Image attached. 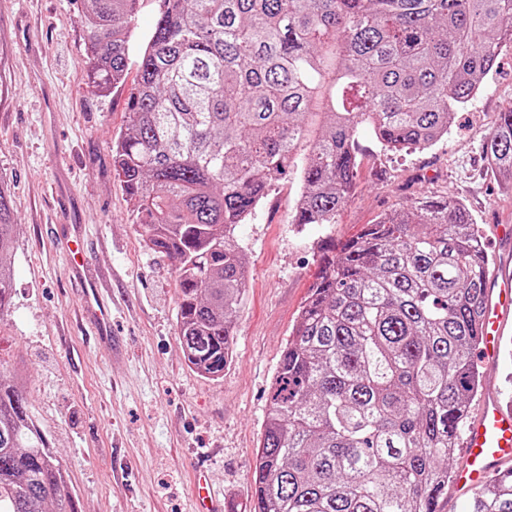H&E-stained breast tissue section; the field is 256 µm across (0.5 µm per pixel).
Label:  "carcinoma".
<instances>
[{
  "label": "carcinoma",
  "mask_w": 512,
  "mask_h": 512,
  "mask_svg": "<svg viewBox=\"0 0 512 512\" xmlns=\"http://www.w3.org/2000/svg\"><path fill=\"white\" fill-rule=\"evenodd\" d=\"M139 0H82L86 64L117 87ZM512 48V0H159L112 172L145 246L175 260L188 368L234 358L246 288L234 231L300 161L294 223L332 224L358 173L356 134L435 145ZM485 161L512 182V105ZM0 183V317L16 231ZM321 268L283 347L252 472L253 512H440L481 388L489 260L469 208L430 196L383 214ZM0 512H77L21 376L0 378ZM472 512H512V473Z\"/></svg>",
  "instance_id": "1"
}]
</instances>
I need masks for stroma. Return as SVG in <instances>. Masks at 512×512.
<instances>
[{
	"label": "stroma",
	"mask_w": 512,
	"mask_h": 512,
	"mask_svg": "<svg viewBox=\"0 0 512 512\" xmlns=\"http://www.w3.org/2000/svg\"><path fill=\"white\" fill-rule=\"evenodd\" d=\"M80 0H0V177L10 187L15 305L0 355L23 369L35 418L78 512H192L199 475L231 512H249L252 469L282 348L319 271L321 240L342 243L411 199L464 201L495 265L512 261V195L483 157L497 112L512 104V49L482 92L427 150L384 152L357 133L355 190L332 224H294L296 173L236 236L247 265L234 360L218 379L184 363L171 259L148 250L112 174V143L137 79L94 88ZM111 275L112 336L99 340L69 273L65 244Z\"/></svg>",
	"instance_id": "1"
}]
</instances>
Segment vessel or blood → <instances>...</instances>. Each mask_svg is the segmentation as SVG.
<instances>
[{
    "label": "vessel or blood",
    "instance_id": "obj_1",
    "mask_svg": "<svg viewBox=\"0 0 512 512\" xmlns=\"http://www.w3.org/2000/svg\"><path fill=\"white\" fill-rule=\"evenodd\" d=\"M511 319L512 270L505 268L487 287L480 341L483 365L496 364ZM460 445L463 461L453 476V487L462 495L477 491L503 464L512 461V410L503 407L497 392L480 400L478 415L461 433Z\"/></svg>",
    "mask_w": 512,
    "mask_h": 512
}]
</instances>
